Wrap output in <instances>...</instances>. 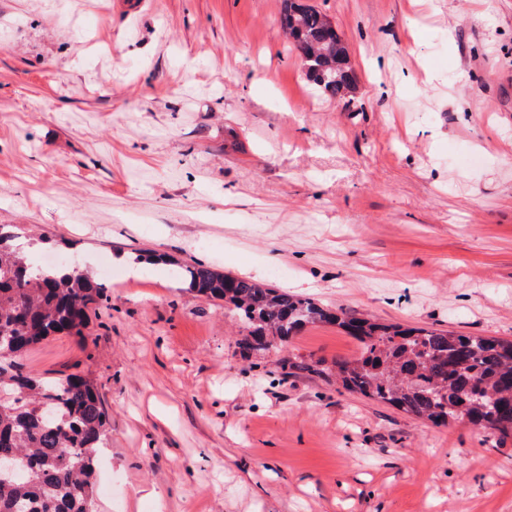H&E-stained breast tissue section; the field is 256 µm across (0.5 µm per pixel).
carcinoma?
<instances>
[{"instance_id": "carcinoma-1", "label": "carcinoma", "mask_w": 512, "mask_h": 512, "mask_svg": "<svg viewBox=\"0 0 512 512\" xmlns=\"http://www.w3.org/2000/svg\"><path fill=\"white\" fill-rule=\"evenodd\" d=\"M280 24L308 81L332 98H352L323 54L342 43L327 16L284 0ZM20 239L14 225L0 224V393L19 396L0 399V457L22 461L18 471H0V512H95L96 467L109 426L100 393L80 375L42 381L19 358L51 336L86 339L89 311L108 300V288L81 269L34 265ZM182 270L196 295L233 307L249 328L247 351L271 336L285 342L309 325H336L360 342L359 353L330 365L290 359L287 368L334 371L347 392L435 425L512 433V341L381 324L199 263Z\"/></svg>"}]
</instances>
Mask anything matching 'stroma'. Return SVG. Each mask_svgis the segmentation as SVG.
Wrapping results in <instances>:
<instances>
[{"mask_svg": "<svg viewBox=\"0 0 512 512\" xmlns=\"http://www.w3.org/2000/svg\"><path fill=\"white\" fill-rule=\"evenodd\" d=\"M305 2L352 104L312 89L282 0H0V224L112 297L21 358L99 389L96 512H512V434L287 374L359 352L333 325L243 354L175 277L512 339V0Z\"/></svg>", "mask_w": 512, "mask_h": 512, "instance_id": "1", "label": "stroma"}]
</instances>
